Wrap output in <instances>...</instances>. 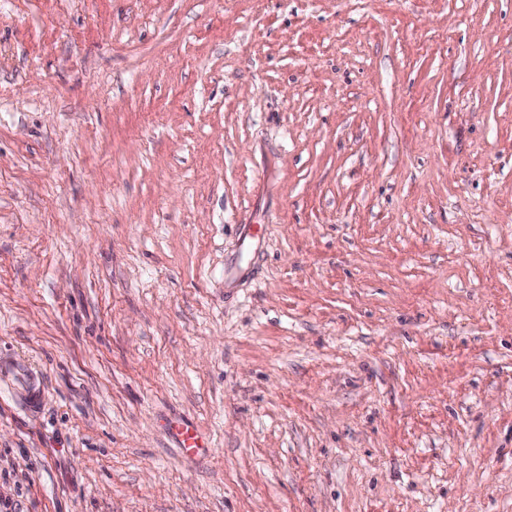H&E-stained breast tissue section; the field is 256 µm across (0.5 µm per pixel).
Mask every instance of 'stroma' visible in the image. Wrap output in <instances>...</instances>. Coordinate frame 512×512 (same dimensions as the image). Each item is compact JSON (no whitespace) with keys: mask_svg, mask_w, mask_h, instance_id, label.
Here are the masks:
<instances>
[{"mask_svg":"<svg viewBox=\"0 0 512 512\" xmlns=\"http://www.w3.org/2000/svg\"><path fill=\"white\" fill-rule=\"evenodd\" d=\"M0 512H512V0H0Z\"/></svg>","mask_w":512,"mask_h":512,"instance_id":"stroma-1","label":"stroma"}]
</instances>
